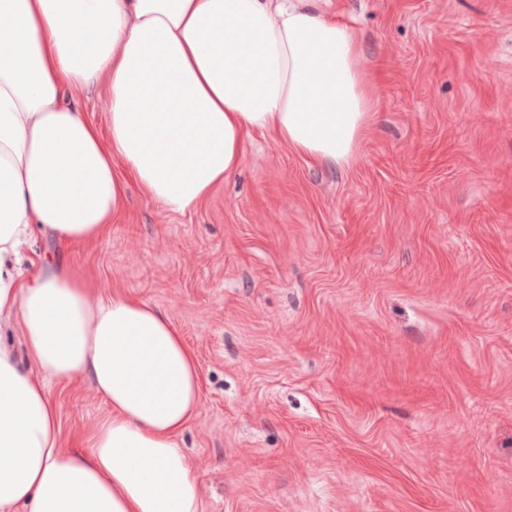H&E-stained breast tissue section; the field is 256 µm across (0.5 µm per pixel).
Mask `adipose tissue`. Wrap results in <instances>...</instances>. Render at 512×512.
Instances as JSON below:
<instances>
[{"label":"adipose tissue","mask_w":512,"mask_h":512,"mask_svg":"<svg viewBox=\"0 0 512 512\" xmlns=\"http://www.w3.org/2000/svg\"><path fill=\"white\" fill-rule=\"evenodd\" d=\"M352 29L319 0H0V512H203L178 445L197 417L196 358L170 317L103 294L57 262L31 277L36 236L101 237L135 182L197 209L248 137L353 165L372 99ZM107 83L106 130L77 108ZM89 378L109 406L65 449L47 383Z\"/></svg>","instance_id":"1"}]
</instances>
